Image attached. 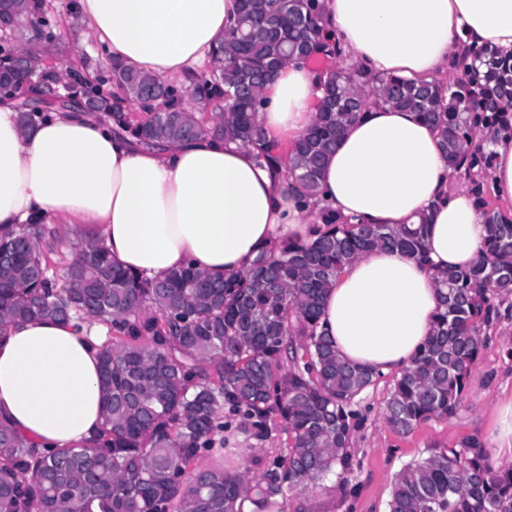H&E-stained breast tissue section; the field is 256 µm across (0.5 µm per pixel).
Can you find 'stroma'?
Segmentation results:
<instances>
[{
	"label": "stroma",
	"instance_id": "1",
	"mask_svg": "<svg viewBox=\"0 0 512 512\" xmlns=\"http://www.w3.org/2000/svg\"><path fill=\"white\" fill-rule=\"evenodd\" d=\"M80 0H50V12L58 35L54 62L67 64L98 77L108 60L97 44L84 35L73 13ZM392 378H382L368 388L360 402L367 421L356 435L353 448L359 467L353 512H386L391 487L402 467L424 457L429 446L454 445L470 434L484 435L493 422L492 408L499 401L512 400V319L504 318L486 333V347L476 360L462 404L454 416L420 423L410 434H396L385 419V404ZM286 447V436L273 434L258 445L245 434L231 437L220 455L202 458L205 466L259 472L262 461ZM287 512H346L333 482L290 493Z\"/></svg>",
	"mask_w": 512,
	"mask_h": 512
}]
</instances>
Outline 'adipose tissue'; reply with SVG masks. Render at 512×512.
Segmentation results:
<instances>
[{
  "mask_svg": "<svg viewBox=\"0 0 512 512\" xmlns=\"http://www.w3.org/2000/svg\"><path fill=\"white\" fill-rule=\"evenodd\" d=\"M325 31L373 74L446 80L465 52H512V0H319ZM239 0H80L87 37L124 64L188 85L208 64ZM316 71L282 66L256 114L288 145L315 121ZM489 171L512 210V138L495 141ZM415 112L373 106L337 141L321 173L337 214L366 224H414L431 214L427 261L375 248L347 264L325 297L321 325L350 364L386 376L410 367L440 309L437 276L481 259L487 228L468 189ZM96 224L112 260L146 278L184 265L212 277L240 271L260 250L314 237L299 204L253 153L205 134L154 148L80 111L22 128L0 101V225L32 215ZM98 325L34 318L0 336V418L47 448L88 439L101 423Z\"/></svg>",
  "mask_w": 512,
  "mask_h": 512,
  "instance_id": "ef3b65f1",
  "label": "adipose tissue"
}]
</instances>
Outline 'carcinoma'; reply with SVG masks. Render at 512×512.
<instances>
[{"mask_svg":"<svg viewBox=\"0 0 512 512\" xmlns=\"http://www.w3.org/2000/svg\"><path fill=\"white\" fill-rule=\"evenodd\" d=\"M14 40L0 43V79H14V42L35 25L45 48L56 41L46 0H14ZM317 0H241L235 26L210 68L191 79L194 95L213 103L210 117L183 107L168 82L118 60L105 95L71 72L76 95L117 129L154 147L208 133L238 141L300 196L317 194L336 141L373 104L418 113L433 129L450 164L481 206L489 235L484 257L467 270L440 274L441 309L431 336L396 378L385 405L387 423L407 435L421 422L454 415L471 369L485 348L484 331L512 295V218L489 200L493 153L470 149L477 133L512 134V54L476 52L477 74L450 89L442 83L371 77L356 65L330 75L312 127L291 147L270 142L254 121L269 79L287 60L345 59L321 38ZM43 91L57 66L33 76ZM158 92L147 113L131 107ZM22 126L59 107H31L22 96ZM325 229L305 243L263 250L250 266L222 279L186 266L148 279L112 262L102 237L72 244L76 258L53 270L66 233L35 218L0 227V333L44 317L88 319L110 329L102 345L104 409L99 429L78 447L45 449L0 421V512H285L286 493L337 477L344 500L355 498L350 450L366 416L357 397L372 372L342 360L320 328L327 290L343 267L374 248L426 259L429 216L417 224L353 223L325 208ZM287 435V451L268 457L260 474L197 468L201 455L238 432L259 443ZM388 512H512V468H496L477 436L432 446L393 482Z\"/></svg>","mask_w":512,"mask_h":512,"instance_id":"cac0c4a2","label":"carcinoma"}]
</instances>
